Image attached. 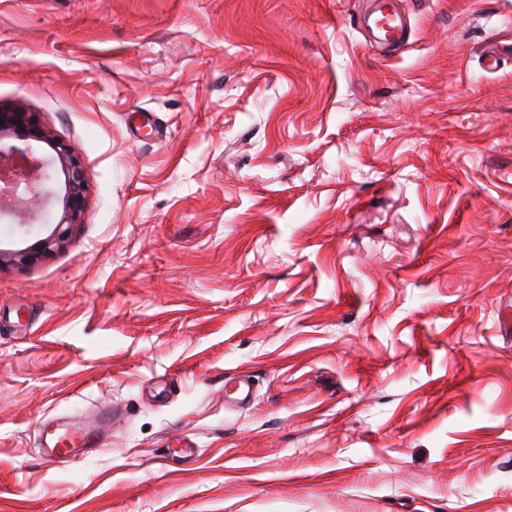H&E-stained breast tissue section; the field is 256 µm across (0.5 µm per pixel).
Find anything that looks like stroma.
<instances>
[{"mask_svg":"<svg viewBox=\"0 0 512 512\" xmlns=\"http://www.w3.org/2000/svg\"><path fill=\"white\" fill-rule=\"evenodd\" d=\"M372 6L0 0L87 181L0 266V512H512V0ZM388 31L379 27L380 19L375 20V26L384 32V39L389 45L402 46L407 40V27L404 18L397 12L391 11L387 14ZM47 433L44 455L54 463H68L88 449L100 444V437L94 426H72L60 433ZM50 436V437H48Z\"/></svg>","mask_w":512,"mask_h":512,"instance_id":"stroma-1","label":"stroma"}]
</instances>
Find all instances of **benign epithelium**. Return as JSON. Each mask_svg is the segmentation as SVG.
I'll use <instances>...</instances> for the list:
<instances>
[{
	"label": "benign epithelium",
	"instance_id": "benign-epithelium-1",
	"mask_svg": "<svg viewBox=\"0 0 512 512\" xmlns=\"http://www.w3.org/2000/svg\"><path fill=\"white\" fill-rule=\"evenodd\" d=\"M0 220L29 228L52 224L35 247L0 251V264L26 265L63 246L71 227L81 223L87 184L84 167L72 149L31 112H1Z\"/></svg>",
	"mask_w": 512,
	"mask_h": 512
}]
</instances>
